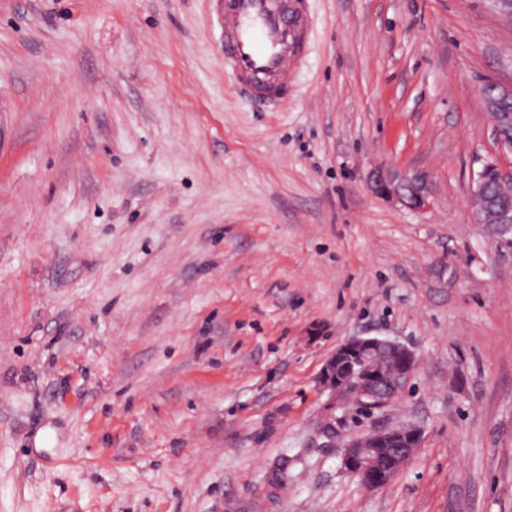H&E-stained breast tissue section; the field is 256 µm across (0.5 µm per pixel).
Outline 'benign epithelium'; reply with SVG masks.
I'll use <instances>...</instances> for the list:
<instances>
[{"mask_svg": "<svg viewBox=\"0 0 512 512\" xmlns=\"http://www.w3.org/2000/svg\"><path fill=\"white\" fill-rule=\"evenodd\" d=\"M498 95L484 103L500 144L512 150V91L497 89ZM374 193L412 210L430 204L432 190L420 173L398 172L380 167L369 177ZM512 199V172L496 162L486 163L471 192L475 223L494 224L501 240L512 246V207L498 199ZM416 365L409 347L378 336H354L331 353L320 371L323 389L338 400H349L366 408L391 405L402 392ZM423 430L400 424L352 440L344 449V469L358 476L370 489L384 486L421 447Z\"/></svg>", "mask_w": 512, "mask_h": 512, "instance_id": "7a95c632", "label": "benign epithelium"}]
</instances>
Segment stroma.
Returning a JSON list of instances; mask_svg holds the SVG:
<instances>
[{"mask_svg": "<svg viewBox=\"0 0 512 512\" xmlns=\"http://www.w3.org/2000/svg\"><path fill=\"white\" fill-rule=\"evenodd\" d=\"M308 7L269 109L210 0H0V512H512V248L470 201L512 167V24ZM353 336L415 351L393 405L320 392ZM400 422L421 447L366 489L345 444ZM493 86L498 95L491 96L494 94L493 89H485L484 103L500 144L512 150V135L508 134L509 130L512 131V109L506 107V102L512 101V91ZM374 193L412 210H423L430 204L432 190L427 177L420 173L398 172L379 167L369 177Z\"/></svg>", "mask_w": 512, "mask_h": 512, "instance_id": "35a3bbf8", "label": "stroma"}]
</instances>
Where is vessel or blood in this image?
I'll return each mask as SVG.
<instances>
[{"mask_svg": "<svg viewBox=\"0 0 512 512\" xmlns=\"http://www.w3.org/2000/svg\"><path fill=\"white\" fill-rule=\"evenodd\" d=\"M223 28L224 65L238 87L274 105L293 83L309 41L305 0H212Z\"/></svg>", "mask_w": 512, "mask_h": 512, "instance_id": "1", "label": "vessel or blood"}]
</instances>
